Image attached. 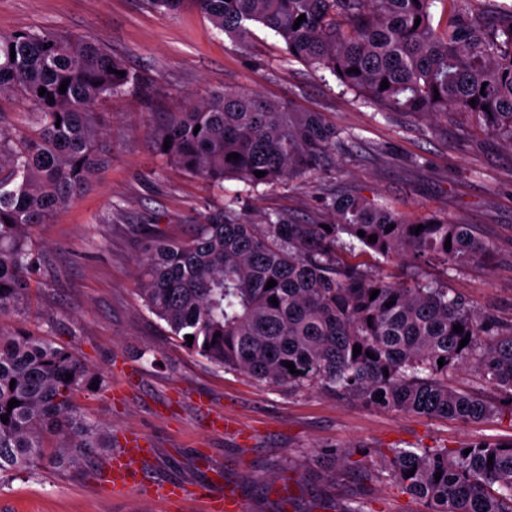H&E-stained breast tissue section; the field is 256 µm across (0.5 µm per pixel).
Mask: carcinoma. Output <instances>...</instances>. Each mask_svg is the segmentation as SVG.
Masks as SVG:
<instances>
[{"label":"carcinoma","instance_id":"cac0c4a2","mask_svg":"<svg viewBox=\"0 0 512 512\" xmlns=\"http://www.w3.org/2000/svg\"><path fill=\"white\" fill-rule=\"evenodd\" d=\"M195 2L241 42L251 24L264 26L288 57L330 73L389 118L434 126L455 109L512 148V0ZM302 14L306 21L296 29ZM384 79L389 86L382 90ZM137 82L90 39L47 30L0 35V94L28 99L37 126L34 136L18 138L0 123V317L15 312L27 293L32 228L74 202L107 167L97 102ZM340 140L319 112L224 90L172 114L154 146L193 177L256 188L316 169ZM231 153L239 159H227ZM329 207L328 231L278 213L243 221L226 207L188 240L150 238L138 288L143 306L190 352L272 387L316 388L369 407L465 422L512 414V324L421 274L424 265L460 270L487 256L490 247L475 227L431 217L417 233L400 214L353 194L331 198ZM373 234L377 241H368ZM392 260L403 264L405 280L376 271ZM271 279L276 285L268 289ZM460 371L499 397L452 385ZM93 384L101 391L105 380L77 351L21 330L0 331V417L8 416L0 422V472L32 473L46 459L92 461L106 447L103 429L74 406V396ZM12 399L19 405L10 409ZM384 469L428 512H512V440L391 448Z\"/></svg>","mask_w":512,"mask_h":512}]
</instances>
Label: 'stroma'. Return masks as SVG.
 <instances>
[{
  "label": "stroma",
  "instance_id": "35a3bbf8",
  "mask_svg": "<svg viewBox=\"0 0 512 512\" xmlns=\"http://www.w3.org/2000/svg\"><path fill=\"white\" fill-rule=\"evenodd\" d=\"M40 29L91 39L141 77L98 102L111 162L78 200L33 230L39 260L30 301L0 317V331L23 329L74 348L105 375L106 391L75 402L106 426L112 445L100 450L94 470L47 465L33 476L1 475L0 512H209L192 493L166 499L154 489L181 482L192 490L216 469L235 487L242 512H341L351 497L366 499L371 512H427L387 474H367L366 458L380 460L391 448L512 438L506 418L463 422L370 408L216 367L171 338L137 291L145 235L188 239L236 195L237 212L248 217L280 213L325 224L326 202L355 191L412 221L437 215L476 225L493 248L490 263L449 273L429 266L424 274L511 321L512 148L466 112L449 111L436 135L412 118L385 119L329 73L289 59L269 30L252 26L248 42L237 44L191 2L165 14L146 0H0V35ZM221 90L322 113L344 140L314 173L255 188L228 179L213 189L158 155L150 133ZM217 412L231 428L212 429ZM130 433L155 450L143 463L149 487L115 498L99 469ZM339 450L346 461H336Z\"/></svg>",
  "mask_w": 512,
  "mask_h": 512
}]
</instances>
